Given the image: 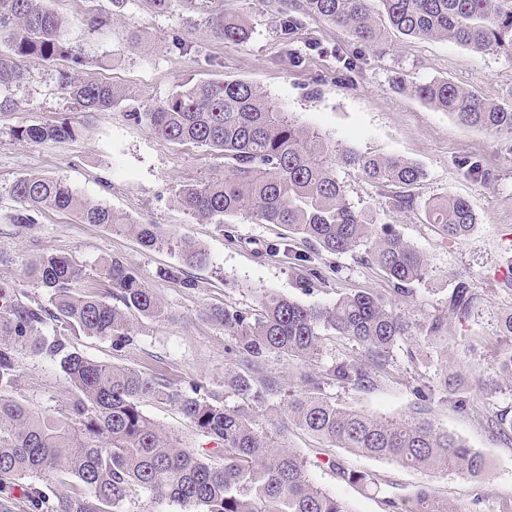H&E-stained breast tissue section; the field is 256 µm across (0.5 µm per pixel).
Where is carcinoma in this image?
<instances>
[{
    "instance_id": "carcinoma-1",
    "label": "carcinoma",
    "mask_w": 512,
    "mask_h": 512,
    "mask_svg": "<svg viewBox=\"0 0 512 512\" xmlns=\"http://www.w3.org/2000/svg\"><path fill=\"white\" fill-rule=\"evenodd\" d=\"M128 0H110L111 10L86 18L96 33L123 17ZM299 0L300 14L344 29L357 43L375 47L391 28L412 38L443 39L475 52L512 53V0ZM157 13L179 3L204 16L226 43L251 35L244 17H224L223 0H146ZM67 20L50 0H0V112L21 108L13 89L26 80V63L66 58L68 71L58 83L86 112L122 107L136 123L150 126L174 143L194 144L224 154V176L183 187L179 200L190 215L210 224L242 217L253 224H283L314 248L344 254L365 248L369 259L401 296L426 274L424 257L386 224L375 208L355 210L337 178L349 167L378 187L392 189L391 206L413 203L410 189L423 178L422 167L399 155L361 153L325 140L298 124L271 98L242 79L187 81L165 99L141 105L128 93L79 75L85 58L63 38ZM420 101L446 112L460 124L498 137L512 138V105L492 103L448 79L412 82ZM23 141L75 136L70 123L18 126ZM19 209L16 224L34 223L44 208L72 212L85 224H104L134 236L145 248L171 245L185 266L206 261L204 251L186 238L167 236L156 224H135L112 209L87 201L59 178L24 176L13 188ZM426 221L446 239L468 235L477 216L471 204L445 197L426 206ZM47 303L28 305L0 288V512H15L18 502L30 512H126L127 502L147 497L150 506L172 503L183 512H352L341 500L316 487L311 462L284 442L294 425L326 443L374 458L395 460L425 471L453 468L470 477L487 470L483 455L438 426L423 409L383 419L349 409L325 392V386L366 390L389 365L393 350L421 337L444 338L441 319L415 323L398 304L371 292L348 294L324 307L305 306L275 292L261 295L254 316L233 307L211 310L212 321L233 340L227 354L246 367L224 377L237 396L232 406L223 393L199 382L185 390L137 370L108 365L70 351L77 335L129 344L134 322L166 321L170 313L140 272L119 258L87 271L65 256L45 254L30 268ZM104 279L106 292L88 285ZM474 300L466 283L457 286L448 308L464 315ZM51 333H42V327ZM346 337L364 358H338L317 372L323 337ZM27 347L59 361L69 384L64 411H35L9 396L18 377L16 351ZM301 362L300 388L284 396L282 406L257 423L259 410L280 394L273 379L257 380L249 370L270 354ZM495 368L512 382V345L496 358ZM456 376L443 374L434 386L420 379L415 394L426 405L448 396ZM154 399L179 410L197 434L217 448H184L174 434L144 414L141 402ZM512 442V418L489 421ZM339 477L381 491L373 475L351 470L335 458ZM19 490L20 496L14 495ZM406 512H450L448 502L420 491Z\"/></svg>"
}]
</instances>
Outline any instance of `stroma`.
I'll use <instances>...</instances> for the list:
<instances>
[{"label": "stroma", "instance_id": "obj_1", "mask_svg": "<svg viewBox=\"0 0 512 512\" xmlns=\"http://www.w3.org/2000/svg\"><path fill=\"white\" fill-rule=\"evenodd\" d=\"M278 0H224V11L244 16L252 33L243 43L218 38L204 17L176 6L154 12L145 0H128L127 18L103 33H89L86 18L110 10L109 0H52L69 21L68 42L81 49L88 64L84 75L136 94L140 103L164 99L188 80L244 79L257 85L285 112L340 147L359 152L395 154L421 165L425 177L412 189L414 204L389 206V192L352 169H337L355 209L376 207L380 220L419 251L428 268L401 308L416 322L440 318L448 325L444 341H418L397 349L376 385L366 391L336 386L327 392L346 406L378 417L401 418L415 411L417 379L437 382L442 368L459 374L462 384L449 397L432 401L430 417L462 438L487 461L483 477L456 471L413 470L387 459L343 448L324 455L320 443L290 428L288 444L311 460V480L352 512H390L386 498L400 507L412 504L420 489L447 500L453 512H505L512 507V444L492 434L487 419L512 415V383L494 369L505 343L499 332L503 314L512 310V140L460 125L448 113L422 103L406 90L407 82L446 78L478 92L488 101L512 103V54L476 53L457 44L410 38L391 31L377 49L366 51L350 78L339 75L342 62L357 50L345 31L313 17L285 29ZM108 56L110 67H94ZM68 63L32 61L29 78L16 91L21 110L0 114V288L23 303L44 302L42 288L29 279L30 266L43 254L71 257L91 267L118 257L137 268L155 288L171 317L139 321L125 348L96 337L74 338L73 348L90 359L140 370L184 386L200 381L223 390L224 374L237 364L225 352L230 342L208 310L230 306L244 312L259 307L270 290L305 305H328L342 295L366 291L393 297L391 280L363 250L330 254L290 237L277 224H253L240 218L217 226L189 215L178 202L188 184L223 175L224 158L191 144H178L129 119L123 109L83 112L58 85ZM68 121L76 136L64 141H21L15 127ZM469 157L486 169L483 184L460 169ZM43 175L66 181L75 193L103 204L139 224H156L175 237L202 247L205 265L181 266L177 253L165 247L147 249L129 235L99 224L82 223L74 214L42 209L29 226L13 223L18 207L11 189L23 176ZM467 198L478 217L463 239L440 237L427 224L425 207L436 197ZM311 255L320 276L301 286L290 256ZM182 267L178 278L161 277L162 269ZM476 299L465 316L452 314L448 302L459 282ZM19 378L14 399L35 410L53 413L64 406L67 382L57 361L27 349L16 353ZM143 412L192 448L210 447L169 404L146 402ZM347 468L376 474L380 491L363 490L341 481L328 458Z\"/></svg>", "mask_w": 512, "mask_h": 512}]
</instances>
